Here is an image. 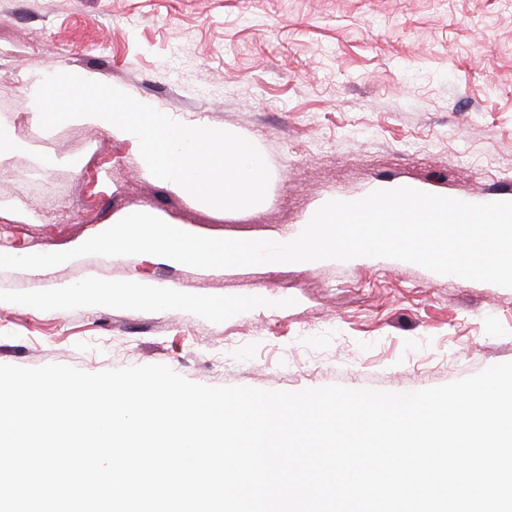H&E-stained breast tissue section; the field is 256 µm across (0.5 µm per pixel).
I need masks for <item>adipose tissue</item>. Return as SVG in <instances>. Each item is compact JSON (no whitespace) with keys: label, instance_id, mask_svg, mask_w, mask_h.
Wrapping results in <instances>:
<instances>
[{"label":"adipose tissue","instance_id":"ef3b65f1","mask_svg":"<svg viewBox=\"0 0 512 512\" xmlns=\"http://www.w3.org/2000/svg\"><path fill=\"white\" fill-rule=\"evenodd\" d=\"M176 301L174 293L148 280L104 284L93 278L79 284H60L48 296L30 295L23 299L24 304L37 310L67 305L94 307L114 302H146L156 307H168Z\"/></svg>","mask_w":512,"mask_h":512}]
</instances>
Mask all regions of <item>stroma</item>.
<instances>
[{
    "label": "stroma",
    "instance_id": "1",
    "mask_svg": "<svg viewBox=\"0 0 512 512\" xmlns=\"http://www.w3.org/2000/svg\"><path fill=\"white\" fill-rule=\"evenodd\" d=\"M1 48L0 248L18 256L74 249L135 212L279 242L326 202L387 187L512 200V0H0ZM56 73L251 140L271 173L265 200L216 209L153 176L132 140L42 129L35 93ZM89 278L149 280L186 303L16 301ZM260 294L277 306H254ZM208 300L224 313L199 310ZM509 361L512 288L395 259L201 269L87 255L0 270V364H164L209 386L399 393Z\"/></svg>",
    "mask_w": 512,
    "mask_h": 512
}]
</instances>
